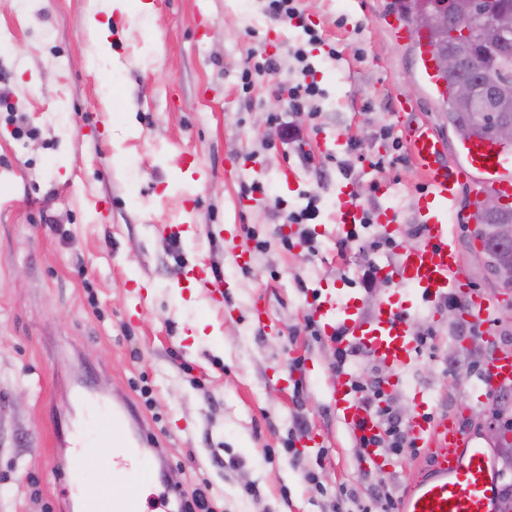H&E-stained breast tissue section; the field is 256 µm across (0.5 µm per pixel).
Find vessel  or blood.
<instances>
[{
    "instance_id": "1",
    "label": "vessel or blood",
    "mask_w": 512,
    "mask_h": 512,
    "mask_svg": "<svg viewBox=\"0 0 512 512\" xmlns=\"http://www.w3.org/2000/svg\"><path fill=\"white\" fill-rule=\"evenodd\" d=\"M404 145L423 183L413 202L422 239L401 251L396 267L380 268L379 273L389 282L416 288L423 302L460 297L468 319L489 317L490 310L480 296L463 288L455 224L461 216L463 179L475 180L478 193L494 192L512 199V149L473 138L463 142L462 161L452 168L444 138L424 123L406 130ZM336 197L337 226L346 230L358 224L362 207L346 184L337 186ZM184 277L208 300L223 302L228 286L224 278L204 270L185 272ZM359 308L357 298L329 294L314 307L312 317L337 348H364L390 368L408 363L416 340L405 307L388 297L380 299L370 315H361ZM351 378L346 372L336 379V411L356 436H374L380 424L355 396ZM483 382L490 391L512 384V355L495 354L483 372ZM76 396L80 407L91 412L96 431L89 442L80 429H72L73 467H81L90 455H97L106 476L126 488L125 493L115 495L102 485L84 491L81 512H143L141 492L161 482L165 453L137 422L130 406L108 405L84 383L78 385ZM407 432L416 446L429 450L433 465L399 502L398 512H498L494 465L473 433L422 410L409 420Z\"/></svg>"
}]
</instances>
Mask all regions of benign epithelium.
Returning a JSON list of instances; mask_svg holds the SVG:
<instances>
[{
    "label": "benign epithelium",
    "instance_id": "obj_1",
    "mask_svg": "<svg viewBox=\"0 0 512 512\" xmlns=\"http://www.w3.org/2000/svg\"><path fill=\"white\" fill-rule=\"evenodd\" d=\"M434 14L441 22L451 49H432L440 71L458 76L456 94L472 115L489 117L494 138L502 143L512 141V114L500 105L499 84L493 79L475 77L487 48L512 44V20L498 18L477 22L478 0H405V11L412 13L416 5ZM473 232L485 238L512 242V224L476 223ZM482 260L501 284L496 295L512 294V264L485 250Z\"/></svg>",
    "mask_w": 512,
    "mask_h": 512
}]
</instances>
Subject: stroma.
Returning a JSON list of instances; mask_svg holds the SVG:
<instances>
[{"label": "stroma", "instance_id": "stroma-1", "mask_svg": "<svg viewBox=\"0 0 512 512\" xmlns=\"http://www.w3.org/2000/svg\"><path fill=\"white\" fill-rule=\"evenodd\" d=\"M101 2L0 0V90L9 91L0 99V175L14 190L0 203V512H76L72 483H101L95 461L57 473L53 422L79 418L70 381L84 375L109 400L138 405L167 456L166 482L190 491L208 481L219 512H338L343 485L362 501L377 489L402 498L430 458L385 448L382 466L361 467L333 402L336 345L305 330L317 291L358 298L365 314L384 295L358 279L361 242L380 228L342 240L333 221L339 183L373 209L384 200L371 186L397 193L398 245L376 252V264L396 266L400 249L420 241L411 203L422 180L408 154L380 139L381 127L398 134L429 123L446 138L449 162L460 160L461 139L422 76L418 49L383 21L391 0H301L323 39L314 63L325 97L318 118L301 121L300 146L269 121L276 87L301 78L289 51L299 32L273 26L264 0H152L149 13L112 16L106 51L82 27ZM255 49L277 70L256 77L246 96L239 75ZM401 97L415 111H394ZM324 133L359 143L366 159L350 177L329 163ZM251 156L258 168L244 166ZM381 156L385 166H374ZM252 183L263 190L247 205L242 187ZM311 193L321 203L306 228L309 248L286 215ZM165 224L191 231L175 248ZM215 225L231 237L212 236ZM247 226L264 248L245 239ZM458 236L469 286L494 298L468 225ZM238 247L249 251L246 264L234 259ZM196 265L236 281L225 310L178 284L177 270ZM143 287L149 298L138 314ZM393 293L414 332L431 331L435 345L393 371L358 355L353 375L392 379L405 420L422 401L482 437L476 418L504 423L468 345L478 334L512 348V322L452 320L443 303L406 286ZM258 296L264 325L252 318ZM199 321L209 335L197 336ZM300 421L320 449L300 447ZM309 471L319 485L306 481Z\"/></svg>", "mask_w": 512, "mask_h": 512}]
</instances>
